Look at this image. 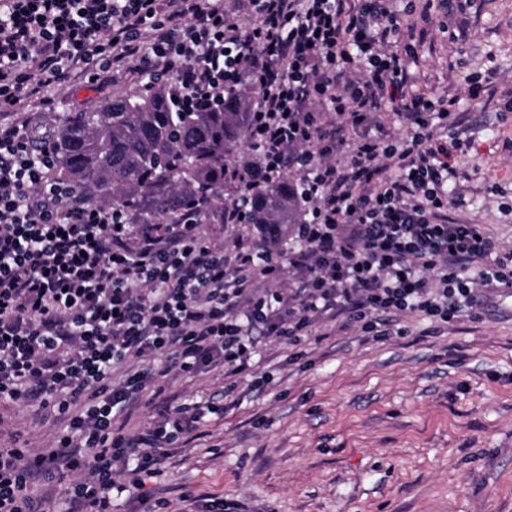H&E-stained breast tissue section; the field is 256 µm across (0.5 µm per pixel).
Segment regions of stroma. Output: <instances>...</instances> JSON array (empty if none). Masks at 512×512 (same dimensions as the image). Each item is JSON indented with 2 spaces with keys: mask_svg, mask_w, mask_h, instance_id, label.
<instances>
[{
  "mask_svg": "<svg viewBox=\"0 0 512 512\" xmlns=\"http://www.w3.org/2000/svg\"><path fill=\"white\" fill-rule=\"evenodd\" d=\"M410 71L452 95L461 120L449 217L484 225L512 249V0L437 5ZM466 31L464 43L451 36ZM493 96L470 100V80ZM159 81L108 72L87 86L48 88L54 117L96 110L115 95H146ZM379 336L321 325L296 345L270 340L235 403L173 448L146 481L167 512L184 492L242 503L245 512H512V296L495 310L462 308L450 323L390 312ZM40 444L51 429L20 404L0 405V448L15 433Z\"/></svg>",
  "mask_w": 512,
  "mask_h": 512,
  "instance_id": "1",
  "label": "stroma"
}]
</instances>
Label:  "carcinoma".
Here are the masks:
<instances>
[{
  "mask_svg": "<svg viewBox=\"0 0 512 512\" xmlns=\"http://www.w3.org/2000/svg\"><path fill=\"white\" fill-rule=\"evenodd\" d=\"M251 97L229 89L207 112H179L162 89L146 96L118 95L91 112H70L58 123L55 168L82 200L124 212L132 224L186 211L224 223V168L245 140ZM248 223L279 236L298 223L299 186L288 177L264 183L249 196Z\"/></svg>",
  "mask_w": 512,
  "mask_h": 512,
  "instance_id": "obj_1",
  "label": "carcinoma"
}]
</instances>
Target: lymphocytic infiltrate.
Here are the masks:
<instances>
[{
	"instance_id": "1",
	"label": "lymphocytic infiltrate",
	"mask_w": 512,
	"mask_h": 512,
	"mask_svg": "<svg viewBox=\"0 0 512 512\" xmlns=\"http://www.w3.org/2000/svg\"><path fill=\"white\" fill-rule=\"evenodd\" d=\"M433 25L393 0H0V403L53 415L48 446L0 448V512H137L170 448L224 411L233 386L166 405L145 434L122 420L171 373L254 375L261 339L297 344L326 319L365 332L390 311L452 321L479 289L512 288V251L482 225L448 217L456 101L413 89L407 64ZM125 67L163 76L189 111L250 75L246 133L259 166L226 173L235 226L216 242L199 214L132 228L53 176L51 127L20 117L41 88ZM403 132L383 138L382 114ZM293 166L305 202L297 239L277 252L239 233L252 178ZM290 287H279L285 274Z\"/></svg>"
}]
</instances>
